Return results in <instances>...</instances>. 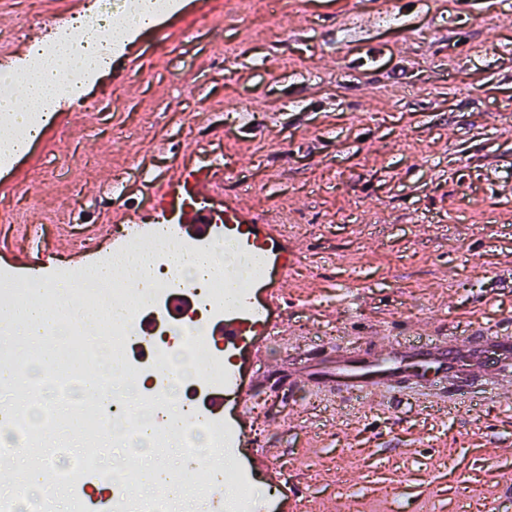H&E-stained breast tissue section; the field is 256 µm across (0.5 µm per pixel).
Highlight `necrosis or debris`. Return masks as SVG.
Here are the masks:
<instances>
[{
  "instance_id": "4bbe7bcc",
  "label": "necrosis or debris",
  "mask_w": 512,
  "mask_h": 512,
  "mask_svg": "<svg viewBox=\"0 0 512 512\" xmlns=\"http://www.w3.org/2000/svg\"><path fill=\"white\" fill-rule=\"evenodd\" d=\"M216 233L206 241L186 235L173 212L167 211L151 224L131 223L116 231L111 249L92 248L93 265L99 269L122 268L129 257L141 248V238L152 240L151 257L155 266L152 288L147 295H140L136 282L113 278L104 282L89 280L66 261L58 260L43 272L41 279L21 280L7 265L0 266V304L13 305L20 301L36 302L42 299L44 285L60 283L70 285L83 306L98 309L101 326L99 341L74 343L79 329L67 310L57 312L56 323L50 330L49 346L45 352L55 364L47 376L33 375L20 383H7V390H21L16 399L12 420L8 426L13 443L11 453L26 454L32 469L42 476L39 486L25 484L11 493L0 496V512H19L22 504L34 502L36 496H48L64 483V470L59 464L61 449L47 445L42 430L33 421L34 410L53 413L57 402L70 400L84 384L79 375V365L103 356L104 344L112 346V360L116 363H137L138 371L146 375V387L134 391L113 386L112 373L100 379L109 388L110 397L77 404L76 409L85 426L112 436L122 447H131L136 441V429L143 420H151L154 428L155 447H167L176 441L184 462L193 463L200 458L211 461L215 475L213 483L196 488L195 496L207 512H221L223 507L219 488L232 484L237 493L231 512H255L258 489L246 469L237 462L241 454L239 434L223 417L210 415L202 408L204 395L224 388L229 380L224 371V351L202 338L203 317H220L224 312H234L253 317L256 298L252 285L266 280L272 267L266 254H253L239 232L226 224L223 215L214 217ZM231 247L232 267L248 262L245 274L239 275L235 290H228L223 276L215 275L205 282H198L188 272L175 270L170 257L172 251L193 257L200 254L221 255L223 247ZM178 294L192 295L200 307L199 314L190 315L180 327H162L159 341L150 343L140 339L139 323L149 309L160 308ZM121 300L128 303L126 314L103 312V305ZM42 354V355H45ZM42 355L33 353L14 343L0 350V359L11 364L26 363L27 367L40 364ZM207 365L204 375L191 371V362ZM182 408L188 415V424L172 428L169 416L174 408ZM235 459L233 468H225V459ZM69 512H170L165 493L158 492L138 497L126 489L122 480L112 483V496L104 501L85 497L72 498Z\"/></svg>"
}]
</instances>
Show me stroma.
<instances>
[{"mask_svg": "<svg viewBox=\"0 0 512 512\" xmlns=\"http://www.w3.org/2000/svg\"><path fill=\"white\" fill-rule=\"evenodd\" d=\"M88 2L0 0V56L26 55L21 19ZM77 94L72 139L33 142L25 181L0 191L17 216L0 264L22 226L147 216L205 161L212 207L236 200L288 258L232 356L242 462L275 512H512V419L482 379L462 405L420 388L361 404L331 381L350 342L512 333V0H282L269 20L261 0H172ZM132 458L147 454L105 452L94 482L71 468L52 512L111 494Z\"/></svg>", "mask_w": 512, "mask_h": 512, "instance_id": "1", "label": "stroma"}]
</instances>
